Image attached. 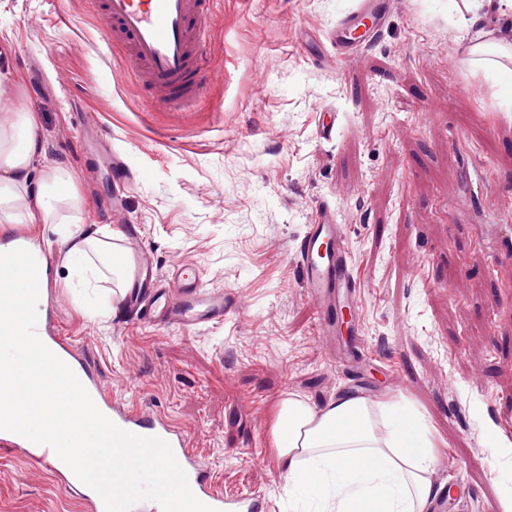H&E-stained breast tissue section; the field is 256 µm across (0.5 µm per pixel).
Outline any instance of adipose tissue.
I'll use <instances>...</instances> for the list:
<instances>
[{"label": "adipose tissue", "instance_id": "adipose-tissue-1", "mask_svg": "<svg viewBox=\"0 0 512 512\" xmlns=\"http://www.w3.org/2000/svg\"><path fill=\"white\" fill-rule=\"evenodd\" d=\"M37 128L34 113L0 114V235L46 223L55 202L78 200L58 174L33 183ZM56 231L65 285L95 287L113 267L111 232L80 221ZM271 439L300 512H430L434 503L439 440L413 407L352 394L318 407L291 393L278 403Z\"/></svg>", "mask_w": 512, "mask_h": 512}]
</instances>
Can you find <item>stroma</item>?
<instances>
[{
  "instance_id": "35a3bbf8",
  "label": "stroma",
  "mask_w": 512,
  "mask_h": 512,
  "mask_svg": "<svg viewBox=\"0 0 512 512\" xmlns=\"http://www.w3.org/2000/svg\"><path fill=\"white\" fill-rule=\"evenodd\" d=\"M354 4L218 0L213 81L173 124L113 62L85 0H0V102L40 118L33 178L63 172L82 203L25 227L47 242L53 270L54 224L119 228L103 209L112 176L82 123L93 112L135 174L123 214L157 273L196 264L206 287L242 291L248 304L217 329L152 330L108 310L102 282L57 288L49 325L73 337L113 403L176 424L224 493L259 489L274 512H290L271 450L279 400L321 406L352 392L414 406L444 439L430 478L447 491V512H504L512 446L498 444L497 419L499 394L512 392V266H497L491 247L497 227L512 225V118L499 86L469 63L470 46L493 42L503 24L490 13L467 29L452 0H395L358 61H328L327 35ZM324 112L338 115L329 143L316 136ZM452 134L460 153L448 150ZM459 181L479 198L464 215L448 207ZM324 202L345 226L357 279V370L319 336L296 267ZM475 372L479 390L467 383ZM0 512L94 510L14 448L0 449Z\"/></svg>"
}]
</instances>
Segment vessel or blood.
I'll return each mask as SVG.
<instances>
[{"label": "vessel or blood", "mask_w": 512, "mask_h": 512, "mask_svg": "<svg viewBox=\"0 0 512 512\" xmlns=\"http://www.w3.org/2000/svg\"><path fill=\"white\" fill-rule=\"evenodd\" d=\"M91 10L104 26V36L123 69L144 87L151 101L171 109L179 120V108L201 100L211 82L205 64L209 20L217 0H88ZM389 0H356L354 8L342 15L329 35L338 60L349 61L367 47L385 24ZM115 191L120 202L132 178L126 164L111 157ZM29 250L35 259L46 253L44 243L25 231L0 241V250ZM128 276L134 285L125 302L138 323L155 329L176 328L184 332L223 324L240 315L246 305L242 297L203 284L200 267L176 264L166 279L154 280L153 265L144 251L128 253ZM301 285L306 289L316 313V326L326 341H335L347 314L358 304L344 225L338 224L331 204L318 207L312 224L306 225L296 251ZM47 300H39L36 333L42 342L76 374L98 409L123 431L166 441L185 471L195 496L216 512H268L264 491L224 494L214 485L211 471L186 446L175 424L156 421L140 414L138 408L115 409L92 372L76 357L73 340L62 333L48 332ZM1 448L26 449L45 472L64 478L74 488L81 481L47 445L0 430Z\"/></svg>", "instance_id": "b4317fda"}]
</instances>
